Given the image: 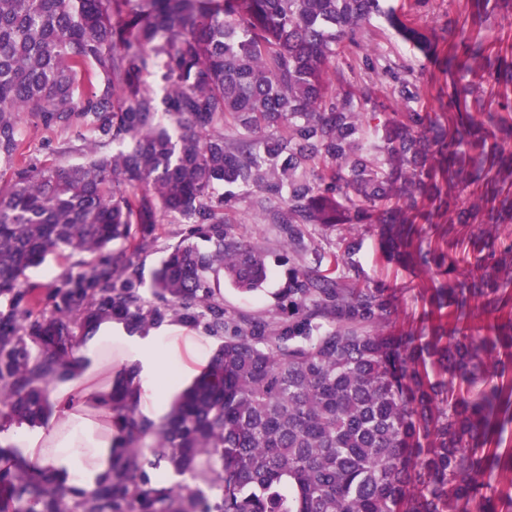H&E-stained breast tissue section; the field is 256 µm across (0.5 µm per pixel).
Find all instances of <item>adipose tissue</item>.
I'll use <instances>...</instances> for the list:
<instances>
[{
	"label": "adipose tissue",
	"mask_w": 512,
	"mask_h": 512,
	"mask_svg": "<svg viewBox=\"0 0 512 512\" xmlns=\"http://www.w3.org/2000/svg\"><path fill=\"white\" fill-rule=\"evenodd\" d=\"M176 342L99 322L54 382L47 424L0 433V445L20 449L29 469H52L65 487L95 489L111 476L120 453L112 415L116 389L131 386L143 413L154 415L166 396L164 361Z\"/></svg>",
	"instance_id": "1"
}]
</instances>
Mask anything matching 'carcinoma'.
<instances>
[{"mask_svg":"<svg viewBox=\"0 0 512 512\" xmlns=\"http://www.w3.org/2000/svg\"><path fill=\"white\" fill-rule=\"evenodd\" d=\"M448 56L386 0H0V417L47 416L49 385L91 329L119 316L135 327L168 314L204 320L223 338L204 372L159 425L115 396L126 447L112 476L68 490L50 470L0 467V512H512V322L474 332L475 308H512V244L488 239L467 277L421 288L454 324L418 335L392 321L395 296L361 277L352 255L373 224L388 257L423 272L453 266L422 250L414 219L449 205L438 184L451 159L466 173L497 149L469 140L480 97L454 90L456 123L424 126L420 88L364 41L382 18L444 73L465 74L494 10L470 0ZM388 81L390 102L373 85ZM154 78L156 88L148 86ZM88 149L62 166L28 154L20 115ZM465 143L460 154L448 143ZM126 148L109 152L112 144ZM220 185L274 199L291 249L309 226L336 236L291 269L288 321L226 315L212 277L243 292L265 284V253L226 224ZM188 224L155 270L156 305L109 247L144 250L158 215ZM94 254L46 303L27 284L50 254ZM42 347L33 354L30 345ZM180 475L212 477L214 505L189 485L144 470L143 440Z\"/></svg>","mask_w":512,"mask_h":512,"instance_id":"cac0c4a2","label":"carcinoma"}]
</instances>
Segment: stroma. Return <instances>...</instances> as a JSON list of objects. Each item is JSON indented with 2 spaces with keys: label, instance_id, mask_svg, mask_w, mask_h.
I'll return each instance as SVG.
<instances>
[{
  "label": "stroma",
  "instance_id": "obj_1",
  "mask_svg": "<svg viewBox=\"0 0 512 512\" xmlns=\"http://www.w3.org/2000/svg\"><path fill=\"white\" fill-rule=\"evenodd\" d=\"M390 6L401 11L412 12L416 22L435 35L439 50H447L448 20L458 14L468 12V0H388ZM366 41L380 53L394 61L399 69H410V78L418 86H427L430 81L442 80L438 65L420 63L419 52L409 44L402 42L394 30L384 21L377 20L369 27ZM498 176V201L512 204V129L504 128L498 135V154L491 167L473 170L466 182L453 181L448 191L453 203L448 211L433 213L430 224L424 225L422 239L424 245H436L442 237L461 239L463 250H471L472 243L479 238L494 237L506 239L512 234V220L492 223L463 224L458 220L460 211L471 206H485V195L490 192L491 176ZM233 208L246 221L237 225V233L247 242L260 247L268 255L270 276L264 287L254 293H245L233 288L227 282H220L218 297L224 304L227 315L246 316L261 321H282L288 317V300L284 295L290 267L303 263L300 252L285 254L277 224L272 220V212L278 209V202H271L269 211L262 212L253 205L248 195H237L232 201ZM185 226L171 217H161L157 226V239L154 245L142 252H133L126 244H113L110 253L118 265L133 264L137 271L138 287L148 304H155L151 291L153 273L159 266L168 246L177 243ZM355 260L365 278L372 284L395 289L397 301L392 316L394 322L407 329L421 330L429 322L424 314L425 308L417 297V288L423 282L417 278L410 267L387 261L380 238L376 231H368L362 236L360 250ZM153 333L160 336H194L200 342L199 351L183 362H171L168 374L176 375L177 381L169 389L177 394L181 387L188 385L197 373L206 366L214 350L220 345V337L212 335L204 322H189L176 316H168L163 322L154 325Z\"/></svg>",
  "mask_w": 512,
  "mask_h": 512
}]
</instances>
